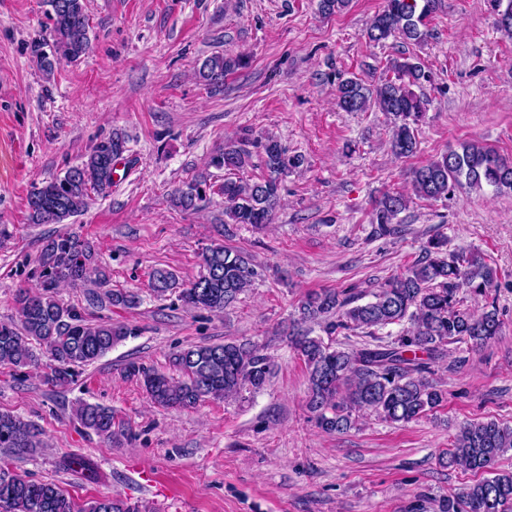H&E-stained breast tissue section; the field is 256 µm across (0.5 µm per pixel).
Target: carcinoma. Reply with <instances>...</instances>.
I'll return each instance as SVG.
<instances>
[{"label":"carcinoma","instance_id":"obj_1","mask_svg":"<svg viewBox=\"0 0 512 512\" xmlns=\"http://www.w3.org/2000/svg\"><path fill=\"white\" fill-rule=\"evenodd\" d=\"M351 0H318L324 16L346 10ZM49 20L46 35L33 42L36 66L51 76L62 60L77 62L91 48L86 0H43ZM497 16L500 31L512 38V0H487ZM439 0H385L371 19L366 41L379 44L391 37L420 45L430 36L428 24ZM248 66L244 55L216 53L204 58L198 78L209 89L224 86V78ZM429 79L415 56L389 63L386 74L366 84L357 78L339 81L338 107L362 112L375 105L389 116L390 147L397 158L416 153L415 125L424 112V100L414 88ZM125 135L114 132L100 140L80 164L64 175L32 187L27 197V222L61 224L82 212L90 194L106 195L114 184L115 163L126 152ZM257 149L266 176L252 181L224 177L211 181L202 173L172 193V203L184 211L200 209L210 194L224 198V215L230 224L261 229L271 223L280 207L282 179L304 163L290 155L279 139L268 134L247 136L228 143L212 156L208 166L240 171ZM496 192L512 191V157L500 155L479 141L459 144L411 171L413 194L426 200L446 199L458 188ZM409 198L386 193L373 213V234L397 236L403 232L398 216ZM38 291H19L15 296L16 319L0 322V366L23 368L38 363L33 345L51 361L46 382L64 385L74 381L78 369L104 357L112 347L135 333L136 328L110 321H91L60 298L58 288L77 287L105 270L95 265L89 241L65 230L46 239L38 257ZM256 272L248 257L214 243L201 254L199 275L182 284L165 268L156 269L150 288L162 300L172 294L189 310L222 313L249 290ZM498 281L497 271L474 252L449 254L443 236L430 238L421 256L390 275L371 292V299L352 288L311 291L299 301L288 341L308 370V407L315 423L326 433H343L356 418L372 414L384 422L407 424L443 406L447 392L434 378L436 364L448 355L451 345L480 349L501 335L503 319L496 304L479 310L467 304L489 295ZM90 304L131 309L140 303L131 291L92 292ZM409 322V327L387 343H365L349 349L312 335L313 326L328 336H347L358 330L368 334ZM174 377L148 368L137 370L153 403L164 408H187L203 398L237 401L261 391L268 383L273 361L263 344L226 341L216 345H191L176 354ZM72 413L96 435L112 439V410L78 402ZM42 447L40 432L29 421L0 412V448L13 456H25ZM512 448V427L495 420L466 422L453 435L447 451L448 464L486 477L467 485L443 501L440 512H512V472L498 469L499 458ZM62 465L79 468L90 477L98 474L88 458H67ZM0 512H140L139 506L120 496H103L78 503L55 483L22 476L0 465Z\"/></svg>","mask_w":512,"mask_h":512}]
</instances>
